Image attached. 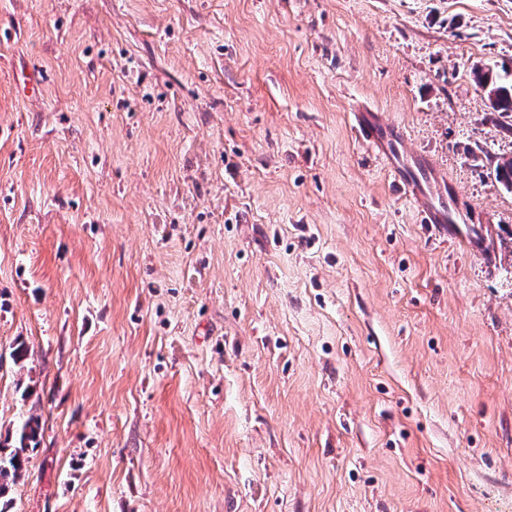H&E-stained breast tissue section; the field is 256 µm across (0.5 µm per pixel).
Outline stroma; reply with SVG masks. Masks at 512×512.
Wrapping results in <instances>:
<instances>
[{
    "label": "stroma",
    "mask_w": 512,
    "mask_h": 512,
    "mask_svg": "<svg viewBox=\"0 0 512 512\" xmlns=\"http://www.w3.org/2000/svg\"><path fill=\"white\" fill-rule=\"evenodd\" d=\"M477 66L512 70V0H0V435L40 424L9 512H512ZM357 136L368 143L390 167L395 186L404 194L423 201L421 222L424 224H452L443 204L446 183L439 172L430 166L425 177L411 178L403 170L404 139L394 126L384 123L376 114L356 119Z\"/></svg>",
    "instance_id": "obj_1"
}]
</instances>
